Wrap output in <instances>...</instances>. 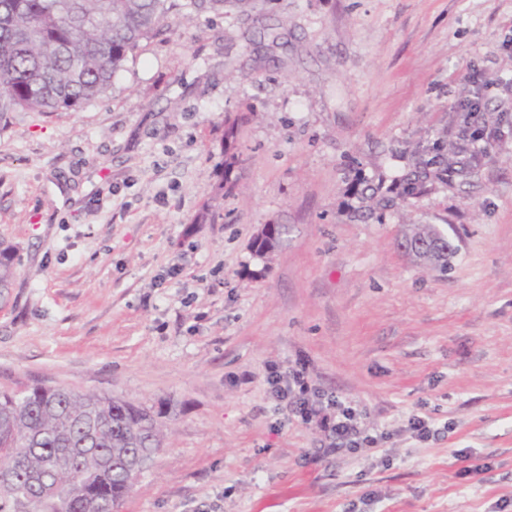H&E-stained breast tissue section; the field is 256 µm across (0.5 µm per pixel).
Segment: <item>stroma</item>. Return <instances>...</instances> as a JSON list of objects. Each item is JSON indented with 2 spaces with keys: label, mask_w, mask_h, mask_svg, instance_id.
<instances>
[{
  "label": "stroma",
  "mask_w": 512,
  "mask_h": 512,
  "mask_svg": "<svg viewBox=\"0 0 512 512\" xmlns=\"http://www.w3.org/2000/svg\"><path fill=\"white\" fill-rule=\"evenodd\" d=\"M474 69L498 136L466 172ZM433 146L453 186L377 193ZM266 224L288 233L260 259ZM411 224L445 231L448 273L398 248ZM0 241L1 389L172 407L122 512H512V0L171 17L96 100L0 124ZM297 361L378 448L312 460L324 433L268 397ZM16 250L11 244L0 242V295L12 288L15 276Z\"/></svg>",
  "instance_id": "obj_1"
}]
</instances>
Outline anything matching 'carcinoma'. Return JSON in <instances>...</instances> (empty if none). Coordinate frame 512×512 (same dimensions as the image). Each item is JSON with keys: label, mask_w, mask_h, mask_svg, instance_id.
<instances>
[{"label": "carcinoma", "mask_w": 512, "mask_h": 512, "mask_svg": "<svg viewBox=\"0 0 512 512\" xmlns=\"http://www.w3.org/2000/svg\"><path fill=\"white\" fill-rule=\"evenodd\" d=\"M226 0H0V120L16 111H77L103 95L129 54L169 16L224 11ZM287 233L266 224L250 244L265 259ZM397 245L418 263L448 272L456 253L435 224H413ZM16 250L0 242V295L12 287ZM170 412L110 395L44 384L0 390V512H120L133 492L127 459L164 447Z\"/></svg>", "instance_id": "cac0c4a2"}]
</instances>
